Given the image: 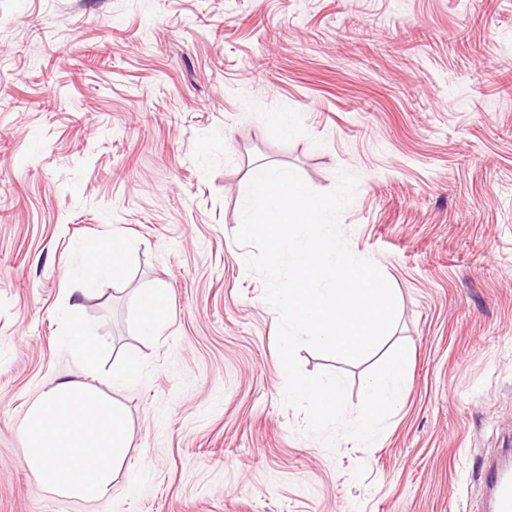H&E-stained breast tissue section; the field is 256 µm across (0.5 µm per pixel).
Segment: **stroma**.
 <instances>
[{
    "label": "stroma",
    "mask_w": 512,
    "mask_h": 512,
    "mask_svg": "<svg viewBox=\"0 0 512 512\" xmlns=\"http://www.w3.org/2000/svg\"><path fill=\"white\" fill-rule=\"evenodd\" d=\"M295 119L280 136L276 113ZM317 192L398 301L409 384L379 438L326 447L282 403L275 310L236 243L252 169ZM120 230L125 277L71 311L69 276ZM171 300L160 334L138 300ZM93 324L131 445L108 503L36 489L25 414L81 375ZM512 437V0H0V512H469ZM139 373V361L135 356L127 357L123 363L112 370V387L133 383Z\"/></svg>",
    "instance_id": "1"
}]
</instances>
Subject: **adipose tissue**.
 Returning a JSON list of instances; mask_svg holds the SVG:
<instances>
[{
    "label": "adipose tissue",
    "mask_w": 512,
    "mask_h": 512,
    "mask_svg": "<svg viewBox=\"0 0 512 512\" xmlns=\"http://www.w3.org/2000/svg\"><path fill=\"white\" fill-rule=\"evenodd\" d=\"M89 266L112 280L126 269L128 248L120 231L86 251ZM77 357L82 376L51 385L28 409L23 429L26 466L34 485L88 502L110 497L130 446L124 410L100 387L103 350L94 325L74 320L61 339Z\"/></svg>",
    "instance_id": "ef3b65f1"
}]
</instances>
